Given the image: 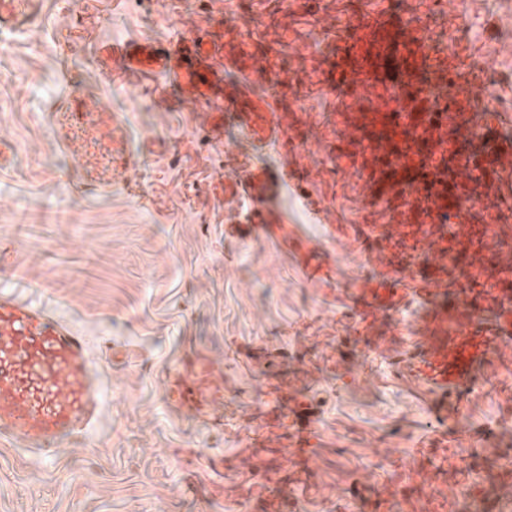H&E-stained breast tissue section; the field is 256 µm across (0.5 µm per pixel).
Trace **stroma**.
I'll list each match as a JSON object with an SVG mask.
<instances>
[{"mask_svg": "<svg viewBox=\"0 0 512 512\" xmlns=\"http://www.w3.org/2000/svg\"><path fill=\"white\" fill-rule=\"evenodd\" d=\"M354 0H242L230 21L211 18L210 0H27L0 29V285L52 308L90 342L112 389L97 434L48 464L0 446V512H507L512 453L494 428L512 422V347L491 366L492 393L468 398L479 436L465 461L454 445L432 446L431 393L403 367L409 330L389 314L353 323L364 286L388 302L395 255L380 248L360 267L365 240L349 227L351 210L389 235L402 224H429L415 203L375 202L352 176L334 178L324 155L357 150L354 113L322 91L313 59L335 43L309 45L315 22H331ZM213 19L225 45L250 40L248 77L228 72L227 96L248 86L271 97L292 136L316 139L293 171L312 201L335 199L327 219L341 232L329 246L336 272L310 281L293 255L313 231L271 172L278 142L253 113L252 143L228 126L209 141L193 115L160 104L153 81L125 73L100 42L176 41L184 16ZM287 87L275 85L260 58L277 33ZM307 90L316 112L298 111ZM100 101L87 115L84 101ZM78 140L80 154L67 144ZM249 178L274 197L267 224L288 240L245 236L229 224L224 199ZM467 223L512 198V144L494 161L490 181L473 183ZM512 251V209L486 247L458 248L462 262L496 275L494 255ZM224 373V400L204 417L178 412L164 380L187 355ZM298 411L306 456L289 459L280 410ZM272 435L250 454V427ZM197 454L199 490L183 482L179 451ZM223 456L222 469L209 460ZM224 495L210 498L212 485Z\"/></svg>", "mask_w": 512, "mask_h": 512, "instance_id": "1", "label": "stroma"}]
</instances>
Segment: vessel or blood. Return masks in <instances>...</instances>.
I'll return each instance as SVG.
<instances>
[{"label": "vessel or blood", "instance_id": "obj_1", "mask_svg": "<svg viewBox=\"0 0 512 512\" xmlns=\"http://www.w3.org/2000/svg\"><path fill=\"white\" fill-rule=\"evenodd\" d=\"M184 27V36L169 46L150 40L125 44L122 61L131 74L180 88L182 107L193 110L199 128L218 139L225 123L243 120L242 109L224 94V71L245 70L250 44L243 41L228 48L221 40L198 38L199 26L192 18ZM427 38L424 17L409 22L395 17L385 0H370L349 41L330 54L329 83L348 87L346 105L351 111L357 110L358 91L366 82L380 88V111L360 112L357 125L369 154L387 160L385 170H370L369 181H389V195L428 204L436 175L455 162L462 176L449 184L448 197L461 205L471 181L490 176L489 161L502 147L500 131L512 126V114L476 102L472 108L481 113V122L467 134H449L435 107L450 90L431 77ZM309 147L305 139L283 148L276 172L279 182L288 181L289 167ZM335 235L330 225L323 238L306 240L307 273L318 271L315 257ZM450 242L446 233L428 224L403 225L390 242L406 257L394 272L401 293L421 307L412 330L415 355L409 368L437 391V403L448 407L436 418L441 440L448 435L445 422L465 420L471 381L487 361L512 344V299L502 296L499 280L473 266L461 268V285L454 289L425 275V268L442 265L450 255ZM476 290L497 299L490 315L456 329L444 342L429 336L431 308H469ZM164 388L167 399L186 414L203 415L223 399L224 376L209 359L191 355L167 376ZM109 395L85 336L48 308L20 299L14 289H0V445L18 444L39 462H52L61 448L94 434Z\"/></svg>", "mask_w": 512, "mask_h": 512}]
</instances>
